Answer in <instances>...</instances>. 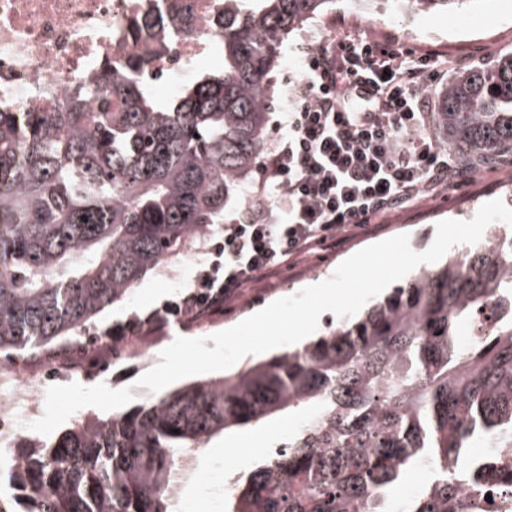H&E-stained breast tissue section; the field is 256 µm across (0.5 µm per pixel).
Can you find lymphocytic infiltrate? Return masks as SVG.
<instances>
[{
  "mask_svg": "<svg viewBox=\"0 0 512 512\" xmlns=\"http://www.w3.org/2000/svg\"><path fill=\"white\" fill-rule=\"evenodd\" d=\"M296 56L288 132L266 149L247 201L210 238L188 290L131 316L120 335L220 310L300 255L473 178L429 132V89L445 74L438 55L346 35L303 43Z\"/></svg>",
  "mask_w": 512,
  "mask_h": 512,
  "instance_id": "f902f5d3",
  "label": "lymphocytic infiltrate"
}]
</instances>
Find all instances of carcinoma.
I'll list each match as a JSON object with an SVG mask.
<instances>
[{
	"label": "carcinoma",
	"instance_id": "carcinoma-1",
	"mask_svg": "<svg viewBox=\"0 0 512 512\" xmlns=\"http://www.w3.org/2000/svg\"><path fill=\"white\" fill-rule=\"evenodd\" d=\"M223 2V67L166 102L148 75L189 27L180 10L134 18L148 50L106 64L55 111H0L4 357L83 341L97 314L220 223L228 190L255 171L281 45L336 0ZM480 2L395 0L411 14ZM439 122L458 155L512 148V53L453 76ZM490 235L302 347L15 446L0 512H171L189 451L284 411L305 413L300 428L232 485L224 512H388V491L425 458L437 474L404 512H482L484 484L512 489L495 456L483 479L462 469L474 440L512 441V225ZM490 300L500 314L484 324Z\"/></svg>",
	"mask_w": 512,
	"mask_h": 512
}]
</instances>
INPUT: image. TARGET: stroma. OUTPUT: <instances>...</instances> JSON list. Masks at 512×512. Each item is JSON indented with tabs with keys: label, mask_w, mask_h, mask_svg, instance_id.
<instances>
[{
	"label": "stroma",
	"mask_w": 512,
	"mask_h": 512,
	"mask_svg": "<svg viewBox=\"0 0 512 512\" xmlns=\"http://www.w3.org/2000/svg\"><path fill=\"white\" fill-rule=\"evenodd\" d=\"M345 31L392 38L405 49L432 51L453 60L455 70L460 71L485 63L496 55L512 52V0H487L481 6L416 15L398 11L391 0H375L368 6L356 4L355 0H338L335 11L309 20L283 42L279 66L272 75L274 110L270 114L271 121H278L280 112L286 107L284 89L295 69L294 47L309 38L334 39ZM468 161L478 170L470 182L418 205L395 211L385 223L367 232L349 234L334 247L297 258L292 269L244 289L227 308L203 320L185 324L184 332L194 338L207 337L224 326L239 323L277 299L295 294L308 283L331 276L341 262L371 244L406 234L412 248L421 252L432 244L435 225L439 221L472 219L484 203L493 199L502 200L512 208V154H499L491 162L472 155ZM202 245V240H194L189 252L167 258L147 273L144 285L134 288L122 307L109 315L96 317L95 334L104 339L111 338L113 328L123 324L132 314H146L182 292L197 263L204 258ZM171 332L168 326L149 331L148 337L154 342L150 361L127 359L113 364L103 375L75 374L74 382L86 386L103 382L113 389L129 385L138 403L149 401V390L135 386L134 381L153 364L159 363V354L168 346ZM266 422L275 426L276 431L263 449L255 450L245 443L233 444L236 432L231 429L189 456L179 474L173 512H224L223 496L210 493V486H229L250 473L267 451L287 443L301 419L292 415L283 423L278 416L272 415Z\"/></svg>",
	"instance_id": "1"
}]
</instances>
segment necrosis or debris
<instances>
[{
  "instance_id": "4bbe7bcc",
  "label": "necrosis or debris",
  "mask_w": 512,
  "mask_h": 512,
  "mask_svg": "<svg viewBox=\"0 0 512 512\" xmlns=\"http://www.w3.org/2000/svg\"><path fill=\"white\" fill-rule=\"evenodd\" d=\"M193 18L164 55L154 61L153 85L176 93L211 63V47L222 28L214 14L217 0H179ZM156 0H0V103L18 112H44L63 101L67 91L95 73L105 58L138 51L129 24ZM150 348L111 345L106 355L91 343L43 351L38 369L7 361L0 378L11 384L0 391V444L22 432L19 403L37 407L50 382L78 371L103 373L128 358H148Z\"/></svg>"
}]
</instances>
